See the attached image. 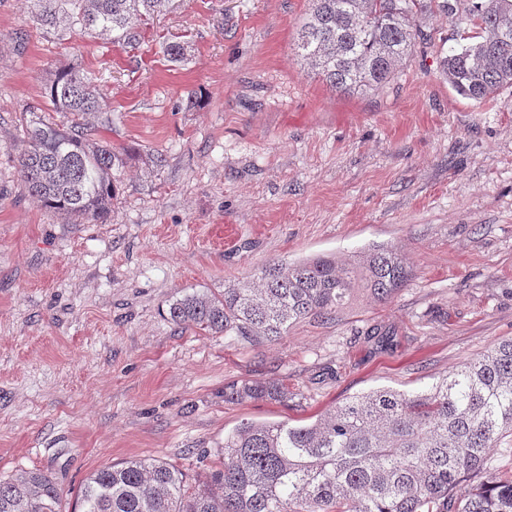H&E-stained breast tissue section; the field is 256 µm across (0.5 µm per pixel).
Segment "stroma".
Returning <instances> with one entry per match:
<instances>
[{
    "mask_svg": "<svg viewBox=\"0 0 512 512\" xmlns=\"http://www.w3.org/2000/svg\"><path fill=\"white\" fill-rule=\"evenodd\" d=\"M309 2L172 0L131 49L57 40L27 0H0V478L48 473L63 512L107 463L163 460L199 483L242 423L415 392L512 338V86L458 95L442 63L463 26L435 11L430 44L388 84L335 91L297 52ZM69 67L106 96L102 138L167 160L125 168L101 224L66 223L17 173L21 114ZM374 243L403 254L405 287L274 342L167 318L184 294ZM242 380L288 399L225 401Z\"/></svg>",
    "mask_w": 512,
    "mask_h": 512,
    "instance_id": "1",
    "label": "stroma"
}]
</instances>
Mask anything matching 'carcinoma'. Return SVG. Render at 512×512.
Returning <instances> with one entry per match:
<instances>
[{
	"label": "carcinoma",
	"mask_w": 512,
	"mask_h": 512,
	"mask_svg": "<svg viewBox=\"0 0 512 512\" xmlns=\"http://www.w3.org/2000/svg\"><path fill=\"white\" fill-rule=\"evenodd\" d=\"M166 2L29 0L33 20L60 40L80 29L126 48ZM433 9L470 30L443 61L453 90L482 102L512 86V0H312L298 53L336 89L379 88L430 41L422 20ZM46 112L67 121L51 122ZM21 123L26 191L76 222L107 219L129 162L140 158L153 171L165 163L158 153L116 150L98 138L110 123L106 102L76 68L59 71L44 104L28 107ZM409 277L397 249L376 245L346 259L273 263L257 285L187 294L168 315L209 335L274 341L360 292L386 301ZM259 399L284 401L288 390L273 382L224 387L226 402ZM492 448L512 454V339L419 392L375 388L310 422H246L224 437L219 465L199 485L156 459L104 465L81 487L80 512H512V475L492 465ZM62 497L41 471L0 480V512H61Z\"/></svg>",
	"instance_id": "obj_1"
}]
</instances>
